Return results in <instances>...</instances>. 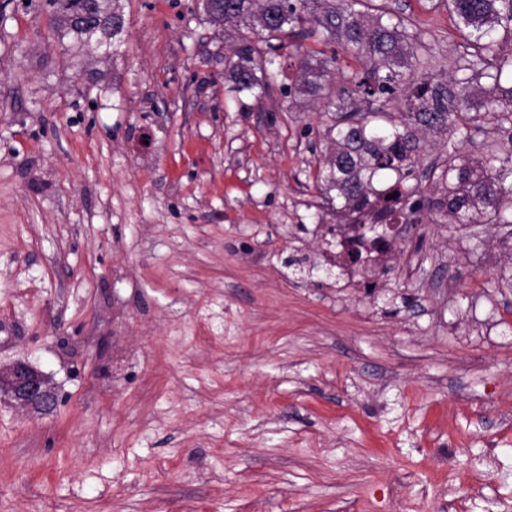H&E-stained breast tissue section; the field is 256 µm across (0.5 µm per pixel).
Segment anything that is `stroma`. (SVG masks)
<instances>
[{"mask_svg":"<svg viewBox=\"0 0 512 512\" xmlns=\"http://www.w3.org/2000/svg\"><path fill=\"white\" fill-rule=\"evenodd\" d=\"M447 89L437 0H380ZM75 53L0 6V512H512V225L416 224L380 276L327 262L329 120L280 51L262 103L195 0H123ZM6 391L19 407L48 412L57 406V397L49 378L29 362L18 360L0 365V391Z\"/></svg>","mask_w":512,"mask_h":512,"instance_id":"obj_1","label":"stroma"}]
</instances>
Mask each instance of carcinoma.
I'll use <instances>...</instances> for the list:
<instances>
[{"label":"carcinoma","instance_id":"cac0c4a2","mask_svg":"<svg viewBox=\"0 0 512 512\" xmlns=\"http://www.w3.org/2000/svg\"><path fill=\"white\" fill-rule=\"evenodd\" d=\"M319 0H205L207 22L224 28H248L247 37L225 64L224 78L261 103L276 76L272 66L284 39L312 33L328 45L341 42L363 65L342 75L336 55L304 56L299 62V89L324 95L334 113L325 142L329 155L316 182L321 195L336 204L338 223L351 224L345 248L352 262L363 258L377 236L388 237L387 225L512 224V0H445L448 12L469 29L463 51L453 60L448 80L455 92L447 103L437 99L430 77L417 83L411 71L428 70L417 39L404 22L375 0H346L316 16L309 4ZM59 42L84 48L96 37L66 21L51 27ZM264 53L267 68L257 77L255 55ZM485 83L484 95L473 89ZM400 97L393 112L366 111L357 100ZM497 140L479 139L486 128ZM448 131L439 161L425 173L420 130ZM475 146L481 154H467ZM390 173L394 182L376 188L375 178Z\"/></svg>","mask_w":512,"mask_h":512}]
</instances>
